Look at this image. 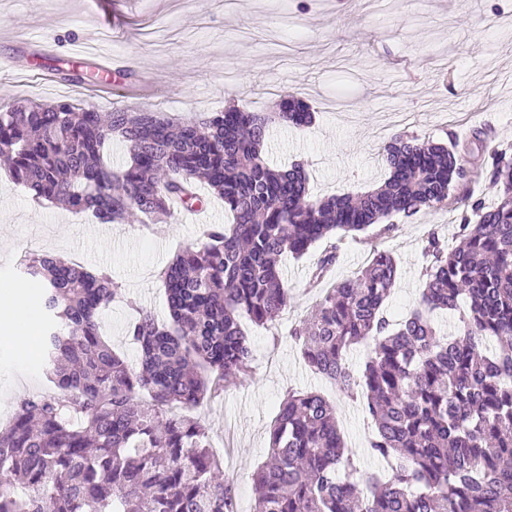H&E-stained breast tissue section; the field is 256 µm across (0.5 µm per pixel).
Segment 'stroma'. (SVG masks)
I'll return each mask as SVG.
<instances>
[{
	"label": "stroma",
	"mask_w": 512,
	"mask_h": 512,
	"mask_svg": "<svg viewBox=\"0 0 512 512\" xmlns=\"http://www.w3.org/2000/svg\"><path fill=\"white\" fill-rule=\"evenodd\" d=\"M512 0H0V107L36 96L60 99L50 70L65 60L96 74L72 102L99 111L167 112L193 118L247 100L258 112L292 95L315 113L311 125L273 132L271 164H302L313 194L379 185V151L394 134L458 144L476 171L494 144L512 143ZM114 56L112 71L98 62ZM135 70L136 82L125 78ZM486 130L487 142L474 140ZM456 212L425 208L388 233L370 227L338 244V259L318 287L309 273L324 249L285 257L281 277L293 302L276 321L242 320L252 349L250 377L222 384L193 410L211 428L225 474L237 485L238 512H253L252 474L265 462L269 433L292 391H317L336 407L341 433L361 470H382L367 441L374 424L362 403L342 394L304 362L289 331L335 281L366 265L373 249L392 253L398 283L388 310L402 318L416 306L429 234L453 240ZM222 201L161 224H97L51 203L36 204L0 169V285L38 290L19 268L25 252H52L111 276L118 295L100 315L102 329L127 362L138 349L128 335L139 311L168 319L161 273L179 249L226 221ZM41 345L29 359L0 344V426L16 401L47 389Z\"/></svg>",
	"instance_id": "1"
}]
</instances>
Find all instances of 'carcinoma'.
Returning a JSON list of instances; mask_svg holds the SVG:
<instances>
[{"mask_svg": "<svg viewBox=\"0 0 512 512\" xmlns=\"http://www.w3.org/2000/svg\"><path fill=\"white\" fill-rule=\"evenodd\" d=\"M52 71L62 83L88 79L75 65ZM277 107L254 112L242 99L186 120L60 100L0 110V158L39 204L102 224L160 221L174 201L203 207L200 182L230 216L162 272L170 320L146 313L129 326L136 368L100 331L99 312L117 293L112 278L24 254L20 268L39 284L48 316L46 374L61 393L19 398L0 430V512H237L206 426L163 407L192 410L222 381L250 375L241 317L263 325L288 308L286 255L438 205L460 213L455 245L427 239L424 289L408 317L394 324L384 314L398 267L375 249L291 331L313 371L366 405L375 424L368 451L390 478L360 470L325 397L291 393L253 478L254 512H512V144L491 152L489 203L452 194L466 176L453 149L405 132L383 148L389 177L380 186L320 198L301 165L277 169L265 158L273 128L312 119L298 99ZM115 137L129 152L119 170L104 162ZM336 250L318 258L312 284L328 276ZM436 310L459 312L453 332L434 326ZM367 343L354 374L347 354ZM144 391L150 406L138 398Z\"/></svg>", "mask_w": 512, "mask_h": 512, "instance_id": "1", "label": "carcinoma"}]
</instances>
